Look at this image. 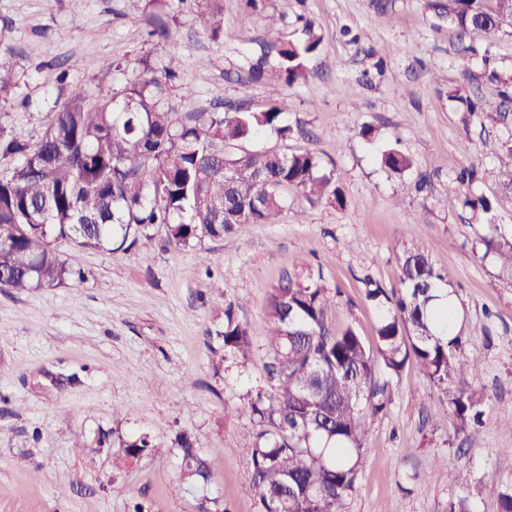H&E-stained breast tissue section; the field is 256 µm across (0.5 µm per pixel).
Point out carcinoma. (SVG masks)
I'll list each match as a JSON object with an SVG mask.
<instances>
[{"label": "carcinoma", "mask_w": 512, "mask_h": 512, "mask_svg": "<svg viewBox=\"0 0 512 512\" xmlns=\"http://www.w3.org/2000/svg\"><path fill=\"white\" fill-rule=\"evenodd\" d=\"M448 13L461 32L488 40L512 29V0H449ZM318 47L312 36L285 43L274 60L265 51L252 68L257 80L275 78L291 86L306 79ZM180 57L168 56L163 73L124 90L123 97L92 103L77 88L54 113L33 144L0 130V287L8 292L53 288L81 276L60 259L58 240L77 248L120 250L154 224L167 226L170 242L194 247L205 238L236 234L246 224H278L285 192L330 196L344 204L333 171L318 153L237 152L261 131L288 136L282 108H249L226 101L223 111L190 112L183 120L166 103ZM13 64L0 57V96L12 85ZM499 81L500 101L512 100V78ZM395 174L413 167L395 148L381 153ZM41 213L44 221L32 223ZM497 277L512 284V234L482 240ZM453 274L428 252L406 248L401 263L403 292L391 300L380 287L368 297L383 308L376 347L348 327L334 333L329 317L336 300L321 278L294 274L272 289L268 300L269 346L274 392L250 403L258 431L242 448L251 466L257 512H342L355 490L368 416L383 408L384 387L374 359L399 371L415 359L444 394L458 430L482 422L487 395L475 386L478 365L462 358V332L441 328L449 314L437 309L440 287ZM224 310V346L246 355L250 341L236 315ZM145 439L121 444L115 455L128 461L148 451ZM179 480L205 485L214 465L181 440Z\"/></svg>", "instance_id": "carcinoma-1"}]
</instances>
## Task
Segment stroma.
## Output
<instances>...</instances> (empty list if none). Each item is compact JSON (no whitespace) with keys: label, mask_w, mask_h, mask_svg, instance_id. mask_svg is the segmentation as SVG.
I'll return each mask as SVG.
<instances>
[{"label":"stroma","mask_w":512,"mask_h":512,"mask_svg":"<svg viewBox=\"0 0 512 512\" xmlns=\"http://www.w3.org/2000/svg\"><path fill=\"white\" fill-rule=\"evenodd\" d=\"M218 8L224 38L203 27ZM165 22L160 50L152 32ZM313 33L318 48L304 81H251L263 49ZM448 15V0H0V55L14 86L0 97L6 134L38 138L72 88L99 102L161 73L181 52L179 81L167 90L178 113L213 110L245 98L283 106L288 139L264 135L249 150L314 149L333 169L344 205L287 193L281 223L171 244L156 224L126 251L75 248L61 259L85 279L24 294L0 289V512H195L207 495L226 512H255L242 447L256 426L247 408L272 392L268 298L280 279L302 270L322 277L336 308L333 331L353 328L375 345L381 308L369 285L402 291L403 246L451 269L466 343L488 396L482 426L457 430L433 382L415 362L399 373L377 366L385 407L368 419L356 488L343 512H446L448 500L476 488L473 512H498L512 483V286L483 257L481 236L512 230V194L500 184L512 167V102L499 112H468L454 88L474 100L496 96L481 57ZM189 53H182L184 44ZM376 128L366 141L362 126ZM394 146L414 165L396 175L379 156ZM456 187L461 198L449 207ZM495 201L477 220L464 198ZM238 303L250 335L247 355L227 351L224 308ZM149 438L153 449L119 466L120 443ZM214 461L207 486L180 484V438ZM495 471L500 485L483 482Z\"/></svg>","instance_id":"obj_1"}]
</instances>
